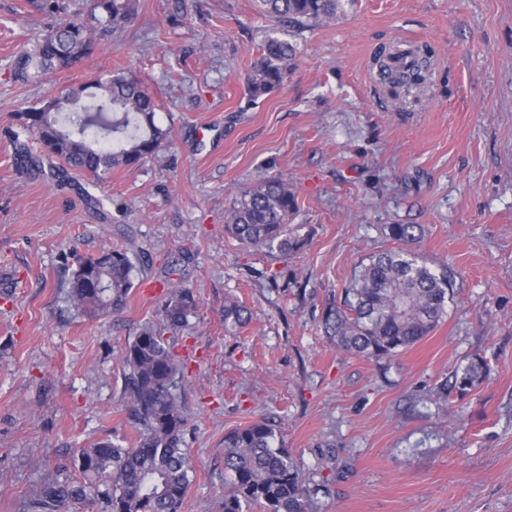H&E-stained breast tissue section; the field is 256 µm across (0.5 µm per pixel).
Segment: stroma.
<instances>
[{
    "mask_svg": "<svg viewBox=\"0 0 512 512\" xmlns=\"http://www.w3.org/2000/svg\"><path fill=\"white\" fill-rule=\"evenodd\" d=\"M46 21L31 0H0V512H43L45 479L80 480L77 449L134 445L121 354L159 319L162 298L143 286L175 262L197 301L173 337L193 467L180 512H224V437L261 419L279 426L315 512H512V0H345L305 27L265 17L259 0H140L86 63L13 81V55ZM272 34L297 55L255 97ZM395 41L435 53L428 85L396 99L372 68ZM111 71L142 83L169 144L98 186L19 169L15 112ZM275 177L297 198L303 241L281 257L224 229L233 200ZM391 224L419 225L414 252L459 271L458 288L396 357L341 353L322 311L397 249ZM116 247L135 265L125 307L78 314L70 257ZM228 299L250 316L231 333ZM476 357L490 375L439 398Z\"/></svg>",
    "mask_w": 512,
    "mask_h": 512,
    "instance_id": "35a3bbf8",
    "label": "stroma"
}]
</instances>
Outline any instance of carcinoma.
<instances>
[{"label": "carcinoma", "mask_w": 512, "mask_h": 512, "mask_svg": "<svg viewBox=\"0 0 512 512\" xmlns=\"http://www.w3.org/2000/svg\"><path fill=\"white\" fill-rule=\"evenodd\" d=\"M269 18L302 26L330 21L342 0H260ZM39 10L53 18L35 44L16 53L13 78L23 84L41 82L57 70L70 69L90 58L96 38L137 17V0H93L89 19L69 16L59 0H41ZM296 45L279 36L267 38L250 78V92L263 95L281 85ZM408 56L410 69L396 62ZM380 70L395 88L424 83L426 58L418 47L404 51L393 45L383 51ZM56 113L31 107L16 113L12 131L15 153L26 170H44L58 188L70 185V172L92 182L108 179L112 170L130 168L162 147L168 131L155 122V103L141 83L122 73L100 76L72 86L45 100ZM45 149V157L32 152L28 135ZM297 210L295 194L286 181L272 178L244 191L235 199L225 229L241 243L273 254L300 248L302 240L288 235V223ZM417 224L387 225L389 238L412 244ZM66 301L84 313H110L122 309L133 288L134 263L122 248L97 257L73 258ZM456 287L454 276L429 268L410 249L382 253L370 260L345 289L342 306L329 304L322 312L326 336L342 352L365 358L390 359L427 336L447 314ZM161 319L143 325L121 355L125 392L141 426L131 448L96 441L77 451L76 462L84 480H46L38 489V503L56 512H179L192 471L182 447L185 405L177 392L184 364L165 334L180 328L196 308L184 281L166 279ZM248 319L237 301L224 305V326L240 328ZM490 374L481 358L458 370L454 382L443 384L463 396ZM224 471L230 477L224 494V512H247L262 503L267 512H314L311 490L301 479L284 449L276 425L262 419L224 436Z\"/></svg>", "instance_id": "carcinoma-1"}]
</instances>
